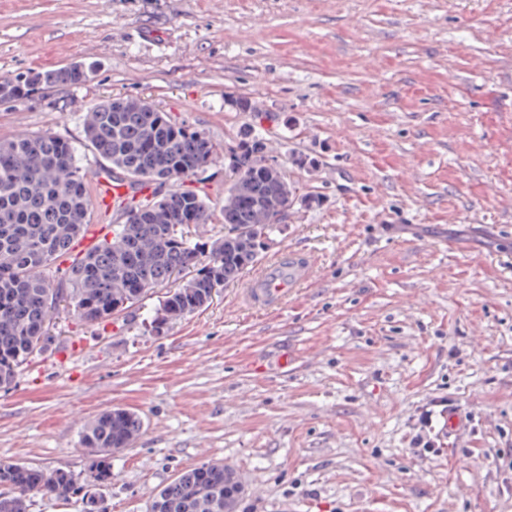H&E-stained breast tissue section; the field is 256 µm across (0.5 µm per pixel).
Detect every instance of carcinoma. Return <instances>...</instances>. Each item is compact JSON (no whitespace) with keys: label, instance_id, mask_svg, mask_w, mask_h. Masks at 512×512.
Masks as SVG:
<instances>
[{"label":"carcinoma","instance_id":"carcinoma-1","mask_svg":"<svg viewBox=\"0 0 512 512\" xmlns=\"http://www.w3.org/2000/svg\"><path fill=\"white\" fill-rule=\"evenodd\" d=\"M97 63L80 61L0 80V103L19 102L58 86L86 83ZM84 139L100 170L147 198L129 197L124 223L82 254L72 239L91 223L96 205L88 173L70 142L54 133L0 142V390L52 345L61 307L99 324L141 308L163 292L145 330L160 335L208 306L213 293L240 280L285 221L297 196L265 139L249 133L228 152L206 132L179 122L144 98L107 97L84 116ZM224 157V235L201 240L190 227L215 220L207 196L185 182ZM138 414L114 408L84 426L90 457L79 473L45 471L0 461V512H29L31 495L81 497L84 512H107L101 491L112 484V454L141 435ZM242 492L236 472L206 461L160 488L150 512H236Z\"/></svg>","mask_w":512,"mask_h":512}]
</instances>
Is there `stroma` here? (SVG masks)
Returning <instances> with one entry per match:
<instances>
[{"mask_svg": "<svg viewBox=\"0 0 512 512\" xmlns=\"http://www.w3.org/2000/svg\"><path fill=\"white\" fill-rule=\"evenodd\" d=\"M80 59L88 83L0 105V141L52 132L95 168L108 96L261 134L301 200L260 260L317 278L265 314L235 283L158 336L153 298L62 312L0 391V460L83 471V426L123 407L144 430L110 512L205 461L237 471V512H512V0H0V80Z\"/></svg>", "mask_w": 512, "mask_h": 512, "instance_id": "obj_1", "label": "stroma"}]
</instances>
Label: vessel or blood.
<instances>
[{"mask_svg":"<svg viewBox=\"0 0 512 512\" xmlns=\"http://www.w3.org/2000/svg\"><path fill=\"white\" fill-rule=\"evenodd\" d=\"M94 181L103 192V204L113 209L123 205L127 195L126 186L112 182L102 174L95 176ZM314 277L315 269L311 260L291 253L272 262L255 276L249 284L247 296L257 306L278 304L296 288L310 284Z\"/></svg>","mask_w":512,"mask_h":512,"instance_id":"obj_1","label":"vessel or blood"}]
</instances>
